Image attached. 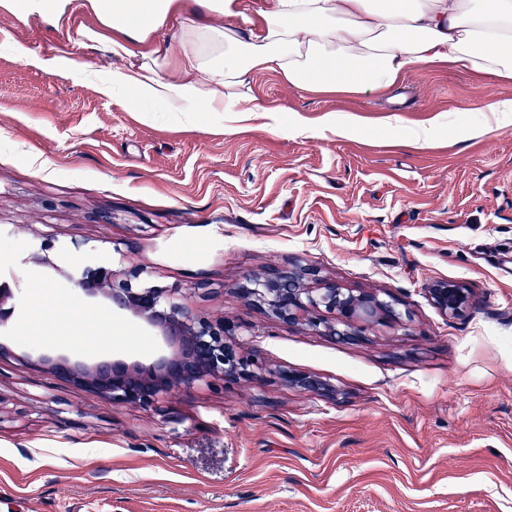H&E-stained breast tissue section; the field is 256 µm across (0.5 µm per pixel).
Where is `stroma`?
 <instances>
[{
	"mask_svg": "<svg viewBox=\"0 0 512 512\" xmlns=\"http://www.w3.org/2000/svg\"><path fill=\"white\" fill-rule=\"evenodd\" d=\"M61 28L0 9V280L15 297L0 361V512H512V123L482 102L512 82L418 66L389 92L297 88L257 74L261 114L132 112L101 96L95 17ZM76 59L94 79L25 65ZM352 124L339 135L325 123ZM433 129L417 146L416 129ZM43 261L28 262L32 251ZM94 254L241 324L260 379L122 406L31 364L38 349L151 356L135 319L63 275ZM301 265L371 291L394 316L357 341L279 324L237 293ZM457 280L459 316L425 289ZM320 380L325 393L283 384Z\"/></svg>",
	"mask_w": 512,
	"mask_h": 512,
	"instance_id": "35a3bbf8",
	"label": "stroma"
}]
</instances>
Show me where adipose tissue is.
<instances>
[{
    "instance_id": "adipose-tissue-1",
    "label": "adipose tissue",
    "mask_w": 512,
    "mask_h": 512,
    "mask_svg": "<svg viewBox=\"0 0 512 512\" xmlns=\"http://www.w3.org/2000/svg\"><path fill=\"white\" fill-rule=\"evenodd\" d=\"M82 45L117 66L101 95L133 111L254 112L253 77L304 89L385 91L416 65L512 80V0H88ZM226 25L217 26L213 16ZM175 38L152 42L163 26ZM177 58L180 73L163 67Z\"/></svg>"
}]
</instances>
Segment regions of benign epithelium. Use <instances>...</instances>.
Returning a JSON list of instances; mask_svg holds the SVG:
<instances>
[{
  "label": "benign epithelium",
  "mask_w": 512,
  "mask_h": 512,
  "mask_svg": "<svg viewBox=\"0 0 512 512\" xmlns=\"http://www.w3.org/2000/svg\"><path fill=\"white\" fill-rule=\"evenodd\" d=\"M144 270L133 267L120 274L86 256L63 271L66 281L84 297L107 302L112 311L141 321L160 344L159 351L144 360L94 356L89 359L42 351L28 355L33 363L53 375L74 382L115 404L151 407L174 391L187 392L197 384L254 376L256 363L239 347V326L223 319L212 320L192 311L187 295L179 288L139 283ZM310 268L277 269L262 277H248L238 289L241 297L263 309L288 327L306 326L326 336L355 340L363 325L395 315L392 305L374 293L353 294L336 283L319 280ZM430 303L442 315L457 316L471 304L469 289L447 279L425 289ZM14 298L13 289L0 284V359L11 355L1 329L10 315L3 305ZM281 381L319 392L324 385L304 374L284 371Z\"/></svg>",
  "instance_id": "benign-epithelium-1"
}]
</instances>
